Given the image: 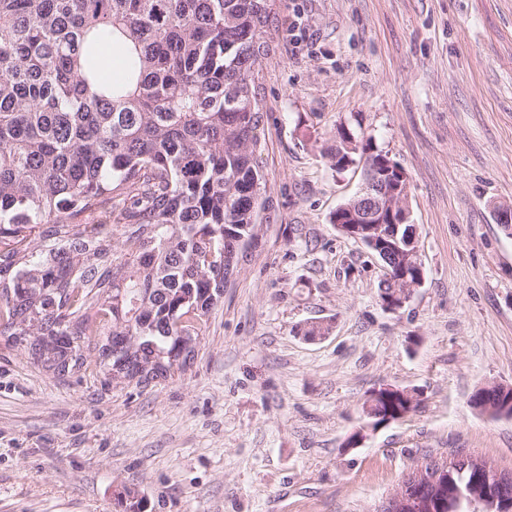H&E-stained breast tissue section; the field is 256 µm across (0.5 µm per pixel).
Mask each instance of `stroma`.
Listing matches in <instances>:
<instances>
[{"instance_id":"35a3bbf8","label":"stroma","mask_w":512,"mask_h":512,"mask_svg":"<svg viewBox=\"0 0 512 512\" xmlns=\"http://www.w3.org/2000/svg\"><path fill=\"white\" fill-rule=\"evenodd\" d=\"M259 164L271 208L179 378L61 379L0 336V512H374L426 459L512 472V0H275ZM406 172L425 281L382 307V263L331 217L361 186L339 131ZM329 334L307 338L313 323ZM405 418L345 440L380 385ZM471 404L492 417H512V386L491 383L476 390Z\"/></svg>"}]
</instances>
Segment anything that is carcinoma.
<instances>
[{"label": "carcinoma", "instance_id": "cac0c4a2", "mask_svg": "<svg viewBox=\"0 0 512 512\" xmlns=\"http://www.w3.org/2000/svg\"><path fill=\"white\" fill-rule=\"evenodd\" d=\"M274 0H0V336L58 377L100 370L117 388L161 383L193 363L202 327L237 274L270 200L261 148L260 60ZM112 41L121 76L105 80L97 46ZM387 155L340 134L336 169ZM332 223L352 232L391 279L417 290L422 260L406 224ZM512 417V386L470 399ZM361 429L420 404L380 388ZM473 474L450 466L448 496L422 512H498L459 500Z\"/></svg>", "mask_w": 512, "mask_h": 512}]
</instances>
